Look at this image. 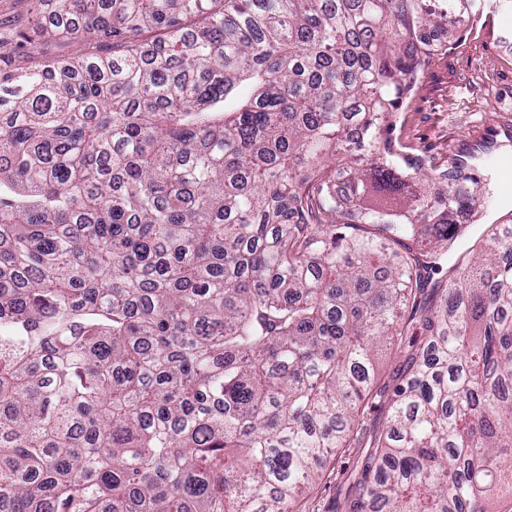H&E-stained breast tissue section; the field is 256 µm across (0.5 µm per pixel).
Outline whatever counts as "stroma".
Instances as JSON below:
<instances>
[{"label": "stroma", "instance_id": "35a3bbf8", "mask_svg": "<svg viewBox=\"0 0 512 512\" xmlns=\"http://www.w3.org/2000/svg\"><path fill=\"white\" fill-rule=\"evenodd\" d=\"M474 9L425 60L397 113V148L433 175L488 140L493 157H512V7L474 0ZM356 461L353 448L328 460L307 502L313 512H333L343 503Z\"/></svg>", "mask_w": 512, "mask_h": 512}]
</instances>
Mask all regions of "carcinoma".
Wrapping results in <instances>:
<instances>
[{
	"label": "carcinoma",
	"instance_id": "carcinoma-1",
	"mask_svg": "<svg viewBox=\"0 0 512 512\" xmlns=\"http://www.w3.org/2000/svg\"><path fill=\"white\" fill-rule=\"evenodd\" d=\"M28 2L85 51L0 69V512H303L340 448L345 512L512 494V225L432 281L488 174L392 137L471 0ZM403 357L398 353L390 352L385 347L378 351L377 361L380 369L381 382H388L390 388L396 383V376L400 373Z\"/></svg>",
	"mask_w": 512,
	"mask_h": 512
}]
</instances>
